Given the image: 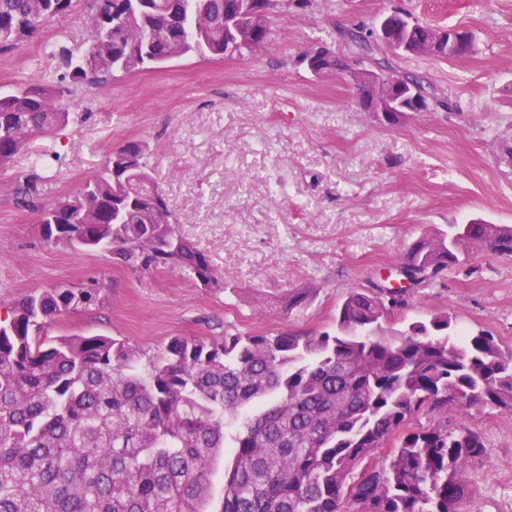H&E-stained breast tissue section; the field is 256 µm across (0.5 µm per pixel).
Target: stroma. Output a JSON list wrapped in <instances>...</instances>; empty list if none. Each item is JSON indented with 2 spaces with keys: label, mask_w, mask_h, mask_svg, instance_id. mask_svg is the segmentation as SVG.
Wrapping results in <instances>:
<instances>
[{
  "label": "stroma",
  "mask_w": 512,
  "mask_h": 512,
  "mask_svg": "<svg viewBox=\"0 0 512 512\" xmlns=\"http://www.w3.org/2000/svg\"><path fill=\"white\" fill-rule=\"evenodd\" d=\"M475 35L469 55L443 60L380 48L394 69L452 96L459 111L410 112L385 122L364 111L348 78L311 75L303 54L325 42L368 67L338 38L393 9ZM86 37L82 0L0 54V91L50 87L61 49ZM65 128L30 141L0 168V304L55 283H98L100 299L54 318L51 337L117 336L153 352L171 337L333 330L351 288L386 286L424 232L472 218L512 225V0H315L282 9L256 55L203 61L84 83L65 101ZM138 143L179 233L226 275L223 291L179 268H131L109 253L47 245L39 213L17 206L15 177L42 156L52 202L97 174L112 151ZM309 288L306 304L288 294ZM385 334L447 311L456 329L491 332L512 351V258L480 255L428 288ZM486 445L466 475L464 512H512V415L473 408Z\"/></svg>",
  "instance_id": "1"
}]
</instances>
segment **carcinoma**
Segmentation results:
<instances>
[{
    "label": "carcinoma",
    "mask_w": 512,
    "mask_h": 512,
    "mask_svg": "<svg viewBox=\"0 0 512 512\" xmlns=\"http://www.w3.org/2000/svg\"><path fill=\"white\" fill-rule=\"evenodd\" d=\"M89 34L59 52L56 85L0 93V166L32 139L69 122L62 101L88 76L160 68L187 55H254L282 0H84ZM73 0H0V52L10 51ZM392 42L448 59L447 30L397 12ZM361 57L377 58L365 27L341 30ZM320 69L347 71L328 51ZM425 110L456 102L405 76ZM52 204L41 177L24 176L15 202L41 212L43 239L74 250H107L146 269L176 266L200 285L226 288L209 257L183 238L153 183L142 148ZM476 253L512 257V225L451 224L423 233L402 271L431 284ZM99 287L60 284L10 306L0 319V512H207L212 466L228 455L220 512H462L464 475L486 446L448 412L512 413V352L486 331L454 333L448 312L387 336L381 322L405 307V289L351 288L336 329L175 336L148 354L102 335L50 339L45 324L86 309ZM436 414L426 426H410ZM383 448L390 453L379 457Z\"/></svg>",
    "instance_id": "cac0c4a2"
}]
</instances>
